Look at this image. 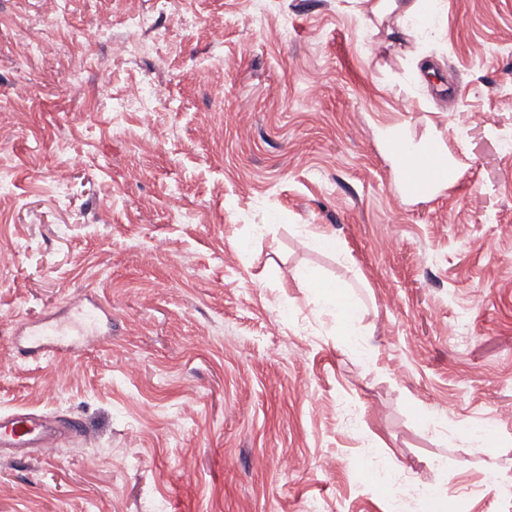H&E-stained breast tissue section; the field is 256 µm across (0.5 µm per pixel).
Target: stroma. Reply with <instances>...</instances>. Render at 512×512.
Listing matches in <instances>:
<instances>
[{
    "mask_svg": "<svg viewBox=\"0 0 512 512\" xmlns=\"http://www.w3.org/2000/svg\"><path fill=\"white\" fill-rule=\"evenodd\" d=\"M435 7L397 38L365 0H0V350L82 291L105 333L0 360V411L87 431L0 454V512H388L374 458L512 512V0ZM387 128L456 179L411 191Z\"/></svg>",
    "mask_w": 512,
    "mask_h": 512,
    "instance_id": "35a3bbf8",
    "label": "stroma"
}]
</instances>
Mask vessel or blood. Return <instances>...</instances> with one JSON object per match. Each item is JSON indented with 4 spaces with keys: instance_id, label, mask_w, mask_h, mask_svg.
<instances>
[{
    "instance_id": "b4317fda",
    "label": "vessel or blood",
    "mask_w": 512,
    "mask_h": 512,
    "mask_svg": "<svg viewBox=\"0 0 512 512\" xmlns=\"http://www.w3.org/2000/svg\"><path fill=\"white\" fill-rule=\"evenodd\" d=\"M68 308L69 315L51 313L42 325L25 328L27 355L43 356L45 349L57 346L66 336L93 335L99 311L97 302L91 301L87 294L79 293L69 299ZM82 432L81 424L75 419L61 424L48 415L25 409L0 412V453L22 456L34 450L49 457L63 437Z\"/></svg>"
}]
</instances>
